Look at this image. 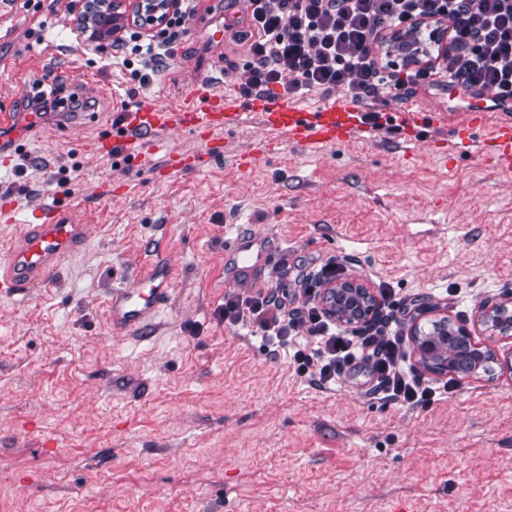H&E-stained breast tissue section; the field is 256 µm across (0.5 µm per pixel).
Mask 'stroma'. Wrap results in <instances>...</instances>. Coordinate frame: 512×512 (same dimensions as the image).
Segmentation results:
<instances>
[{
	"mask_svg": "<svg viewBox=\"0 0 512 512\" xmlns=\"http://www.w3.org/2000/svg\"><path fill=\"white\" fill-rule=\"evenodd\" d=\"M43 12L31 37L18 0H0V118L20 120L40 82L89 107L45 113L19 146L0 145V212L14 218L0 221V257L48 203L86 236L48 280L0 296V512H512V335L478 330L499 356L491 372L408 409L374 396L361 367L319 388L291 350L215 316L228 286L275 274L292 291L333 258L391 289L403 335L444 317L473 325L480 304L512 295V171L485 146L512 112L492 106L478 132L469 92L418 87L379 95L376 125L317 150L248 112L228 131L154 135L139 159L101 153L123 100L174 107L195 83L237 97L247 2L199 0L144 85L109 44L84 42L75 0ZM413 110L417 124L391 119ZM171 153L205 164L169 169ZM228 224L265 259L252 276L224 251ZM152 238L169 300L113 334L109 295L138 278Z\"/></svg>",
	"mask_w": 512,
	"mask_h": 512,
	"instance_id": "1",
	"label": "stroma"
}]
</instances>
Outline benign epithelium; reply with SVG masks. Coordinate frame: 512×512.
<instances>
[{
    "instance_id": "1",
    "label": "benign epithelium",
    "mask_w": 512,
    "mask_h": 512,
    "mask_svg": "<svg viewBox=\"0 0 512 512\" xmlns=\"http://www.w3.org/2000/svg\"><path fill=\"white\" fill-rule=\"evenodd\" d=\"M78 5L89 8L92 24L99 40L112 37L114 18L120 16L124 0H78ZM161 8L154 0H133L131 12L138 17L142 29L151 31L158 22ZM323 299L328 312L341 323L353 324L370 319L379 306V300L363 279L354 276L323 288ZM478 324L501 335L512 333V297L499 302H485L479 307ZM436 330L412 327V338L419 361L435 373H454L474 376L496 355L495 349L477 342L471 329L463 324L453 325L446 320L435 323Z\"/></svg>"
}]
</instances>
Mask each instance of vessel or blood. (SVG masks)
Masks as SVG:
<instances>
[{
    "label": "vessel or blood",
    "mask_w": 512,
    "mask_h": 512,
    "mask_svg": "<svg viewBox=\"0 0 512 512\" xmlns=\"http://www.w3.org/2000/svg\"><path fill=\"white\" fill-rule=\"evenodd\" d=\"M252 109L262 113L267 126L287 134L290 141L312 148L344 143L357 120L353 109L338 104L282 106L259 97L254 99ZM241 119V106L237 101L193 89L177 107L144 102L135 111L122 113L121 143L128 154L134 155L144 139L158 132L229 129ZM490 139L496 165L511 168L512 123L497 124ZM40 218V223L28 225L23 246L11 252L10 269L6 275H0V295L16 294L31 287L36 280L49 277L58 262L75 248L80 225L64 221L53 206L42 209ZM171 285L169 268L152 264L135 285L114 290L110 300L113 332L124 334L141 328L146 318L166 305Z\"/></svg>",
    "instance_id": "1"
}]
</instances>
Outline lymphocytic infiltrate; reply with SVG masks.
Here are the masks:
<instances>
[{
	"instance_id": "f902f5d3",
	"label": "lymphocytic infiltrate",
	"mask_w": 512,
	"mask_h": 512,
	"mask_svg": "<svg viewBox=\"0 0 512 512\" xmlns=\"http://www.w3.org/2000/svg\"><path fill=\"white\" fill-rule=\"evenodd\" d=\"M197 0H179L154 33L138 24L115 28L111 46L139 83L137 63L169 56L194 15ZM247 78L241 95L340 88L353 102L450 79L468 92L512 90V0H248ZM437 30L421 44L426 28ZM339 263L328 261L300 282L297 299L273 287L224 294L217 309L226 327H249L279 348L294 350L295 371L320 388L347 369L367 365L372 390L391 403L423 407L446 394L405 365L404 338L375 320L347 329L323 303V287L336 281Z\"/></svg>"
}]
</instances>
